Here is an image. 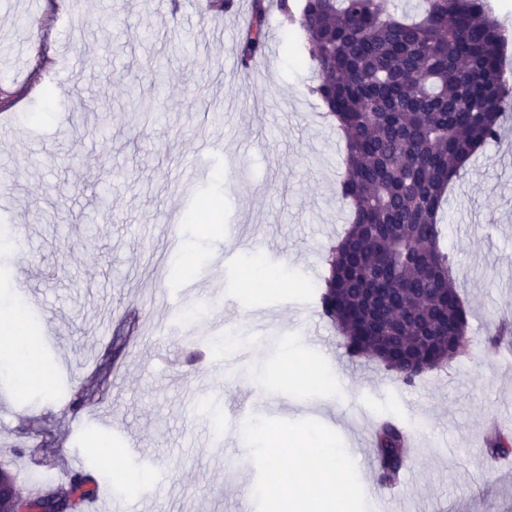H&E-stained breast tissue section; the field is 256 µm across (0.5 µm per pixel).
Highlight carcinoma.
Masks as SVG:
<instances>
[{"label":"carcinoma","instance_id":"carcinoma-1","mask_svg":"<svg viewBox=\"0 0 512 512\" xmlns=\"http://www.w3.org/2000/svg\"><path fill=\"white\" fill-rule=\"evenodd\" d=\"M420 16L399 18L387 0H276L312 47L316 79L307 86L345 136L340 196L350 224L329 260L322 315L337 326L350 356L391 366L411 386L469 353L467 317L443 247L438 215L448 183L477 147L500 137L512 112L503 77L506 31L489 0H420ZM268 5L253 0L238 46L247 66L265 50ZM378 480L406 466L403 431L375 434ZM492 457L512 453L496 432ZM91 477L45 484L1 502L0 512H84Z\"/></svg>","mask_w":512,"mask_h":512}]
</instances>
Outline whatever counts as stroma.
Wrapping results in <instances>:
<instances>
[{
    "label": "stroma",
    "instance_id": "35a3bbf8",
    "mask_svg": "<svg viewBox=\"0 0 512 512\" xmlns=\"http://www.w3.org/2000/svg\"><path fill=\"white\" fill-rule=\"evenodd\" d=\"M202 2L68 0L60 11L55 0H0V310L36 323L35 351L57 370L45 385L21 379L26 349L0 361V432L56 463L80 449L107 473L115 441H133L139 455L124 466L136 473L146 459L157 471L124 492V512H278L276 500L239 499L244 465L265 476L264 444L242 453L244 430L302 433L344 449L357 477L346 512H379L367 439L394 419L414 469L393 512H512V456L487 449L489 419L512 433V369L487 341L512 313V124L460 169L442 214L471 353L403 385L349 357L321 314L350 207L338 193L343 135L306 91L314 73L296 30L269 8L265 52L245 68L237 45L251 0L212 20ZM145 101L156 121L137 119ZM254 225L272 249L254 245ZM258 259L281 266L280 288L245 291ZM190 277L193 323L241 330L237 313L279 312L263 365L206 374L215 352L186 345L173 323ZM288 351L329 384L288 393L282 412L254 413L248 427L228 423L236 395L268 381ZM194 391L223 403L195 414Z\"/></svg>",
    "mask_w": 512,
    "mask_h": 512
}]
</instances>
